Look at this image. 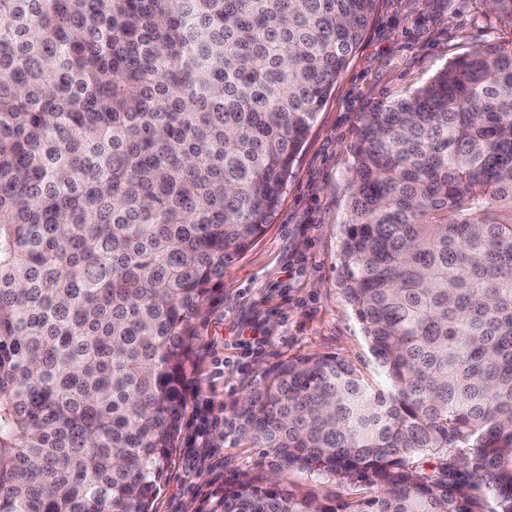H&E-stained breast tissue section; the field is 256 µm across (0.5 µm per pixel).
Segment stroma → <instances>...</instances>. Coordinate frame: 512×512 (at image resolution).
<instances>
[{"instance_id":"1","label":"stroma","mask_w":512,"mask_h":512,"mask_svg":"<svg viewBox=\"0 0 512 512\" xmlns=\"http://www.w3.org/2000/svg\"><path fill=\"white\" fill-rule=\"evenodd\" d=\"M512 22L482 14L477 0H377L364 37L325 99L296 157L264 235L224 272L217 300L198 324L185 373L187 405L167 479L153 512H204L226 480L275 471L264 449L238 441L231 409L262 370L300 355H333L368 381L377 370L338 283L360 113L426 84L449 61ZM222 416L203 431L202 415ZM283 484L321 499L374 496L373 488L290 471Z\"/></svg>"}]
</instances>
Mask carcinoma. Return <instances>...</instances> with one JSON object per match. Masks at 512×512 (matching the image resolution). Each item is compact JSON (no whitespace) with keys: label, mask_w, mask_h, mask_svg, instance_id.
<instances>
[{"label":"carcinoma","mask_w":512,"mask_h":512,"mask_svg":"<svg viewBox=\"0 0 512 512\" xmlns=\"http://www.w3.org/2000/svg\"><path fill=\"white\" fill-rule=\"evenodd\" d=\"M375 2L0 0V512H151L196 326ZM350 151L338 278L382 384L279 360L233 423L377 494L243 478L206 512H512V39L361 113Z\"/></svg>","instance_id":"1"}]
</instances>
